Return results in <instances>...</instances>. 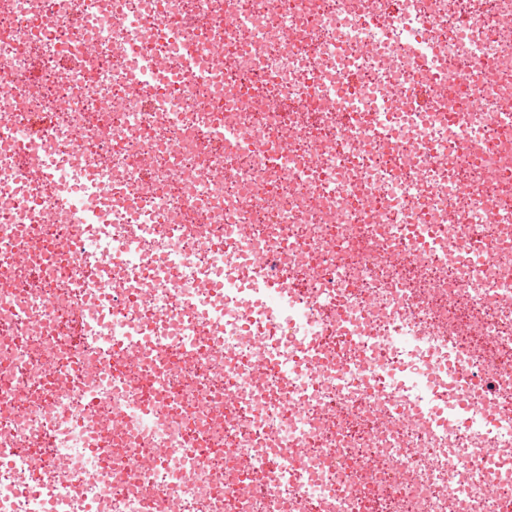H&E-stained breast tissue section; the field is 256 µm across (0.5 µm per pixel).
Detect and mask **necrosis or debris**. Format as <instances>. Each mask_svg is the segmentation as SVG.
Masks as SVG:
<instances>
[{
  "label": "necrosis or debris",
  "mask_w": 512,
  "mask_h": 512,
  "mask_svg": "<svg viewBox=\"0 0 512 512\" xmlns=\"http://www.w3.org/2000/svg\"><path fill=\"white\" fill-rule=\"evenodd\" d=\"M4 448L0 512H512V0H0Z\"/></svg>",
  "instance_id": "necrosis-or-debris-1"
}]
</instances>
